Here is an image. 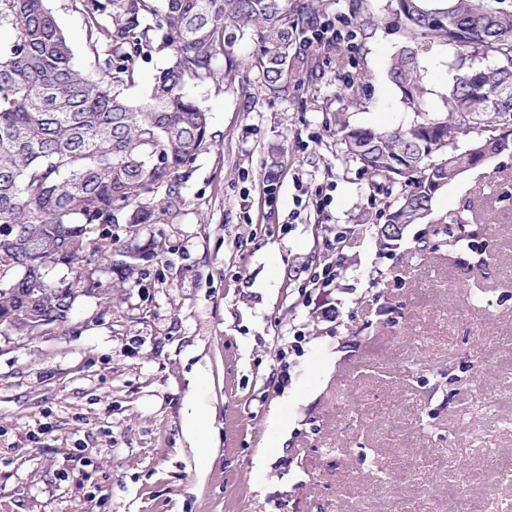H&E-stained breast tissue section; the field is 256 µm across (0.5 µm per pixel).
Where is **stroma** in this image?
I'll return each mask as SVG.
<instances>
[{"instance_id":"1","label":"stroma","mask_w":512,"mask_h":512,"mask_svg":"<svg viewBox=\"0 0 512 512\" xmlns=\"http://www.w3.org/2000/svg\"><path fill=\"white\" fill-rule=\"evenodd\" d=\"M49 5L93 70L73 0ZM323 9L340 44L302 46L287 95L263 90L249 34L229 49L234 82L187 85L215 144L174 223L112 225L117 244H159L116 300L83 295L45 334L0 333V512H396L416 486L439 512H485L492 496L512 508L497 475L512 461V150L380 249L396 201L344 154L335 119L406 120L387 69L411 35L389 0ZM453 57L436 43L420 58L434 104ZM463 208L489 265L444 221ZM325 268L333 284L309 287ZM192 396L214 415L208 459L183 434ZM407 461L424 462L418 479Z\"/></svg>"}]
</instances>
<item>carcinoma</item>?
<instances>
[{"label":"carcinoma","instance_id":"obj_1","mask_svg":"<svg viewBox=\"0 0 512 512\" xmlns=\"http://www.w3.org/2000/svg\"><path fill=\"white\" fill-rule=\"evenodd\" d=\"M95 69L76 67L71 46L47 0H0V333L31 319L22 296L64 324L59 313L102 287L86 270L96 260L125 287L140 247L122 248L106 227L173 222L186 205L184 172L214 142L208 117L186 93L191 81L236 78L226 47L252 31L261 43L259 79L273 95L288 93L290 75L305 61L293 53L299 37L319 36L315 0H79ZM394 14L417 38L392 55L389 81L401 93L408 120L358 127L336 116L346 155L388 194L398 197L391 219L419 224L432 208L428 182L443 187L467 157L448 141L482 121L512 118V0H394ZM433 43L457 50L455 74L434 106L420 66ZM473 49L494 63L473 67ZM169 65L140 101L122 96L138 62L163 51ZM125 252L116 264L112 254ZM65 266L73 280L57 286L50 270Z\"/></svg>","mask_w":512,"mask_h":512}]
</instances>
